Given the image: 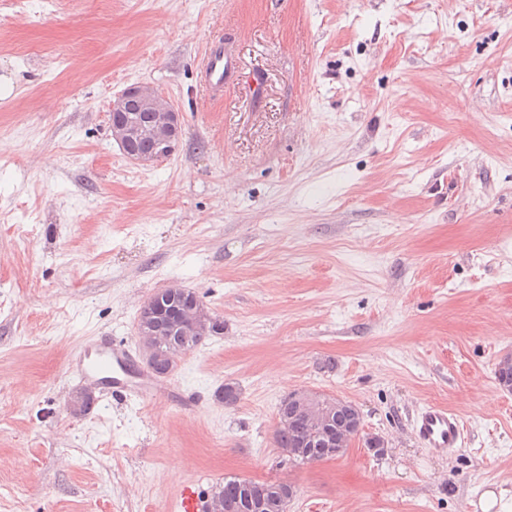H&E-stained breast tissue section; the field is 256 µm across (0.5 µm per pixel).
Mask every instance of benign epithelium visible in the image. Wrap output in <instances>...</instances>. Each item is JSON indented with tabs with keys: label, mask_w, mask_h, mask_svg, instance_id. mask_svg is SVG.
I'll list each match as a JSON object with an SVG mask.
<instances>
[{
	"label": "benign epithelium",
	"mask_w": 512,
	"mask_h": 512,
	"mask_svg": "<svg viewBox=\"0 0 512 512\" xmlns=\"http://www.w3.org/2000/svg\"><path fill=\"white\" fill-rule=\"evenodd\" d=\"M110 131L112 139L120 146L124 155L141 164L149 165L171 157L177 150L181 138V113L163 97L155 86L149 83H136L126 87L111 106ZM170 297L171 307L156 304L157 295H151L140 307L136 331L143 343V357L146 366L158 377H165L170 371L161 367V344L151 340L155 335L156 320L167 315L169 335L190 337L186 332L211 326V331L224 333V321L199 308L186 289L171 285L161 291ZM93 392L81 389L74 392L67 404L70 415L79 417L87 409ZM299 407L294 421L303 424L312 418L325 420L331 405L320 400V395L309 391H299L293 396Z\"/></svg>",
	"instance_id": "1"
}]
</instances>
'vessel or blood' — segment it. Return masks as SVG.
<instances>
[{
    "label": "vessel or blood",
    "mask_w": 512,
    "mask_h": 512,
    "mask_svg": "<svg viewBox=\"0 0 512 512\" xmlns=\"http://www.w3.org/2000/svg\"><path fill=\"white\" fill-rule=\"evenodd\" d=\"M204 55L203 84L207 91L213 92L223 87L225 79L234 71V64L216 38L207 41ZM130 359V350L116 343L111 349L100 351L94 361L82 363L81 373L84 378L104 382L112 398L123 401L165 392V384L148 372L144 373L142 384L130 383L123 374ZM413 431L423 447L432 453L444 455L461 447L464 427L455 413L427 406L416 414ZM175 505L177 512H203L205 502L200 488L192 482L184 483L178 491Z\"/></svg>",
    "instance_id": "obj_1"
}]
</instances>
